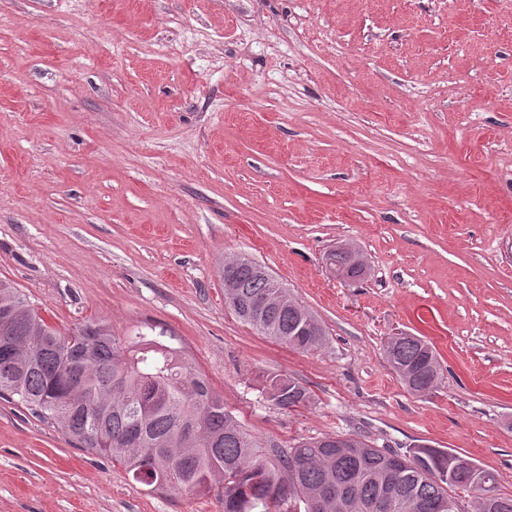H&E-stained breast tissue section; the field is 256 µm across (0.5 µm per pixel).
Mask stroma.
<instances>
[{
  "mask_svg": "<svg viewBox=\"0 0 512 512\" xmlns=\"http://www.w3.org/2000/svg\"><path fill=\"white\" fill-rule=\"evenodd\" d=\"M356 246L368 272L324 258ZM263 265L329 331L224 304ZM0 278L61 331L178 336L260 441L449 448L512 494V0H0ZM435 347V389L385 360ZM310 407L280 409L269 378ZM0 512H224L0 400ZM330 250L325 260V266L329 274H332L331 267L340 278L361 279L367 273L365 257L355 246L343 243ZM243 263L239 271L236 265H225L233 260ZM225 269L222 270L224 280V302L228 308L242 321L252 326L259 333L273 339L276 343L285 348L302 353L320 351L327 343V330L318 317L309 308L296 299H288V307L279 301V294L287 293L275 278L272 281L279 283L278 288H273L272 281L255 272L256 267H263L261 264L248 257H236L224 262ZM237 284V288H236ZM233 289L234 299H227L226 290ZM247 303L253 301L265 302V307L255 311L256 315L245 316L241 312L238 302ZM302 326L312 329V334H297ZM404 337L402 332L393 333L388 336L386 345L393 346ZM384 355L388 365L410 392L429 391L437 385L440 378L439 361L433 347L421 337L408 335L392 349L385 347ZM268 398L282 409L308 407L314 397L307 387L291 377H272L266 387Z\"/></svg>",
  "mask_w": 512,
  "mask_h": 512,
  "instance_id": "1",
  "label": "stroma"
}]
</instances>
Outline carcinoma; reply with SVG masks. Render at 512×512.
<instances>
[{"instance_id":"1","label":"carcinoma","mask_w":512,"mask_h":512,"mask_svg":"<svg viewBox=\"0 0 512 512\" xmlns=\"http://www.w3.org/2000/svg\"><path fill=\"white\" fill-rule=\"evenodd\" d=\"M326 259L341 278H362L365 257L343 243ZM234 299L225 304L242 321L276 343L302 353L327 343V330L309 308L295 299L279 301L287 289L258 275L259 263L241 257ZM265 302L254 315L239 303ZM308 326L309 334L298 330ZM162 329L125 339L104 322L87 323L68 332L50 325L26 295L0 279V399L21 405L55 425L78 447L107 457L152 491L221 490L230 512H294L293 501L313 504L307 512H365L364 505L393 493L390 512H421L422 502L469 496L475 512L487 493L512 504V495L497 492L494 472L482 469L485 486L466 484L460 471L444 478L450 451L433 455L423 448L398 454L402 477L393 476L388 451L359 438L348 447L300 438L281 446L254 438L224 408L205 375L195 370L182 349ZM386 362L412 393L429 391L438 381L439 361L433 347L408 336L384 350ZM268 398L282 409L308 407L314 397L291 377L275 376ZM339 486L348 507L322 506L321 491Z\"/></svg>"}]
</instances>
